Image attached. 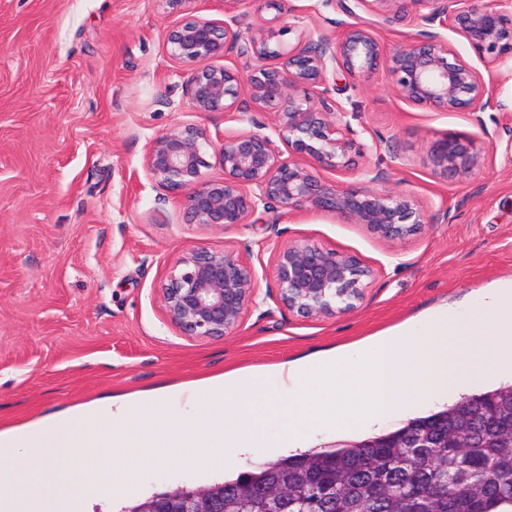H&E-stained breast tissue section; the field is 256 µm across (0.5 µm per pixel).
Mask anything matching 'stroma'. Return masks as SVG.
<instances>
[{"label":"stroma","mask_w":512,"mask_h":512,"mask_svg":"<svg viewBox=\"0 0 512 512\" xmlns=\"http://www.w3.org/2000/svg\"><path fill=\"white\" fill-rule=\"evenodd\" d=\"M286 0L290 33L334 36L353 20L373 24L386 47L424 30L418 13L384 20L360 11L314 10ZM223 20L222 0H0V428L95 398L278 364L349 344L447 305L475 309L492 283L512 285V70L485 67L452 31L444 36L479 70L492 107L447 112L412 106L390 89L386 70L336 78V99L357 138L382 139L370 155L389 184L424 214L413 236L392 243L328 214L258 211L226 229L185 223L183 197L146 176L149 140L178 125L249 131L272 117L235 119L194 111L183 70L166 53L167 32L188 16ZM470 138L482 165L440 175L430 161L444 134ZM311 239L377 269L365 304L345 315L301 319L277 301L278 244ZM249 255L259 304L226 337L197 339L170 323L159 290L177 258L193 249ZM512 379V370L407 400L374 428L327 426L317 447L393 428L401 421ZM224 449L207 466L183 448L119 452L132 485L89 501V512H122L159 491L203 489L283 455Z\"/></svg>","instance_id":"obj_1"}]
</instances>
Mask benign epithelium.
Returning <instances> with one entry per match:
<instances>
[{
	"instance_id": "benign-epithelium-1",
	"label": "benign epithelium",
	"mask_w": 512,
	"mask_h": 512,
	"mask_svg": "<svg viewBox=\"0 0 512 512\" xmlns=\"http://www.w3.org/2000/svg\"><path fill=\"white\" fill-rule=\"evenodd\" d=\"M224 0V21L201 16L184 19L166 38L167 52L186 70L184 92L197 112H222L231 118L248 112L274 117L277 139L260 131L212 135L200 125H184L154 137L146 173L157 186L184 193L188 224H246L258 212L314 210L364 226L376 238L393 242L424 223L409 195L386 187L387 172L377 166L359 171L360 183L346 188L325 180L318 168L347 175L354 156L368 146L354 138L344 110L332 97L340 71L354 79L387 64L396 96L407 103L448 112L485 107L489 89L480 73L464 61L439 33L422 30L388 49L366 23L346 26L337 36H308L286 53L270 40L243 36L236 29V4ZM274 11L268 22L290 30L283 0H259ZM382 15L404 14L409 5L428 12L422 20L465 39L486 66L512 64V0H356ZM246 57L242 72L216 61ZM307 84L315 97L301 98ZM213 153L224 176L206 179ZM440 171L469 173L480 166L472 142L457 134L439 139L431 153ZM273 282L281 306L302 319H318L360 308L376 269L355 255L310 239L287 241L275 254ZM258 293L254 269L233 250L197 248L178 258L160 289L170 322L185 336L222 338L241 323ZM148 512H222L207 489L181 490Z\"/></svg>"
}]
</instances>
